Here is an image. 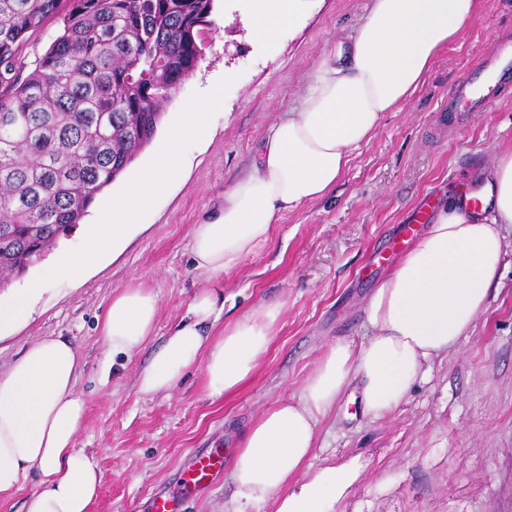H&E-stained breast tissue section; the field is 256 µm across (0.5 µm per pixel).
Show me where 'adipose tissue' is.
Instances as JSON below:
<instances>
[{"mask_svg": "<svg viewBox=\"0 0 512 512\" xmlns=\"http://www.w3.org/2000/svg\"><path fill=\"white\" fill-rule=\"evenodd\" d=\"M259 2L252 34L274 40L293 23L299 0ZM478 7L479 0H374L345 49L319 63L300 111L271 129L251 174L225 192L218 213L194 225L193 268L212 286L193 298L186 318L140 369L141 394L169 392L195 369L202 371L210 396L240 387L267 352L281 307L260 306L214 333L224 312L225 272L269 241L282 214L336 184L383 113L417 91ZM204 134L199 113H181L149 167L113 197L102 223L84 228L80 250L56 255L53 275L80 276L118 249L180 176L185 146ZM506 224H512V148L490 173L481 214L449 201L373 289L364 306L368 337L330 344L296 397L246 427L231 462V512H253L271 500L274 512H330L355 474L347 467H314L321 420L354 384L365 415L384 416L406 400L437 359L457 349L490 306ZM45 286L36 278L19 292L1 289L0 328L28 322ZM158 311L149 288L114 291L100 329L103 344L112 355L132 358L153 336ZM80 371L73 344L43 336L0 372V503L35 472L39 480L25 512H92L101 476L76 446L86 414V401L75 390ZM296 479L299 490L289 491Z\"/></svg>", "mask_w": 512, "mask_h": 512, "instance_id": "1", "label": "adipose tissue"}]
</instances>
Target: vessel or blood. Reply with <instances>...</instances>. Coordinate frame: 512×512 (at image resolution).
Masks as SVG:
<instances>
[{"label":"vessel or blood","mask_w":512,"mask_h":512,"mask_svg":"<svg viewBox=\"0 0 512 512\" xmlns=\"http://www.w3.org/2000/svg\"><path fill=\"white\" fill-rule=\"evenodd\" d=\"M483 73L488 76L484 84H469L464 88L454 89L442 106L446 112H483L496 99V75L512 73V41L501 40L495 43L489 58L482 65ZM224 468V459L218 455L201 454L196 456L191 468L182 479V494L189 497L215 474Z\"/></svg>","instance_id":"1"}]
</instances>
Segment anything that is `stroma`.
I'll use <instances>...</instances> for the list:
<instances>
[{
    "mask_svg": "<svg viewBox=\"0 0 512 512\" xmlns=\"http://www.w3.org/2000/svg\"><path fill=\"white\" fill-rule=\"evenodd\" d=\"M373 0H301L294 23L272 42L251 32L256 0H214L204 55L164 101L157 137L188 102L217 95L201 116L208 137L189 144L180 179L140 218L121 249L73 279L49 277L56 252L76 250L80 229L14 288L43 277L33 319L0 330V370L28 345L60 336L82 360L75 390L88 402L77 446L102 474L92 512H148L153 494L175 490L195 455L231 458L241 430L298 395L325 347L368 333L364 303L387 269L425 196L444 206L460 179L481 187L502 149L512 147V84L489 111H441L449 92L474 73L491 46L512 39V0H481L462 36L434 62L423 85L384 113L322 198L285 213L268 243L226 272L216 331L262 304L282 313L269 348L234 394L209 397L201 370L173 390L145 396L137 374L209 288L194 270L190 233L210 219L224 193L247 176L270 128L298 111L319 62L355 35ZM488 311L470 336L407 400L386 416L361 414L350 396L318 428L314 463L352 464L358 477L334 512H512V227ZM143 284L158 296L148 347L111 357L100 328L113 291Z\"/></svg>",
    "mask_w": 512,
    "mask_h": 512,
    "instance_id": "1",
    "label": "stroma"
}]
</instances>
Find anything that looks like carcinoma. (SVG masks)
I'll use <instances>...</instances> for the list:
<instances>
[{"label":"carcinoma","mask_w":512,"mask_h":512,"mask_svg":"<svg viewBox=\"0 0 512 512\" xmlns=\"http://www.w3.org/2000/svg\"><path fill=\"white\" fill-rule=\"evenodd\" d=\"M213 0H0V267L25 272L153 138ZM62 30L24 72L19 48Z\"/></svg>","instance_id":"1"}]
</instances>
